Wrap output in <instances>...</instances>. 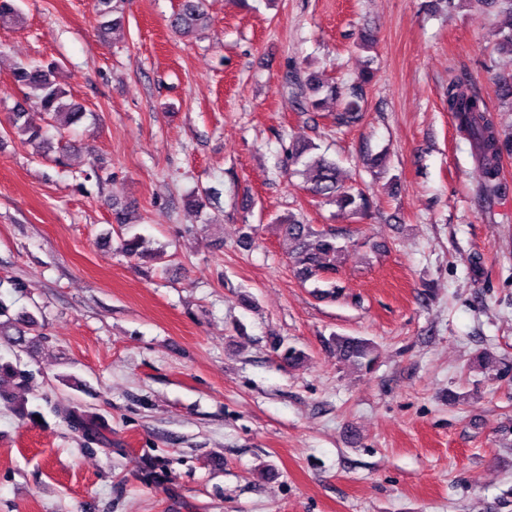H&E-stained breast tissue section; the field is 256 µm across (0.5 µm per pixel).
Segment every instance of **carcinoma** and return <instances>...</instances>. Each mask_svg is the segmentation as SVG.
Wrapping results in <instances>:
<instances>
[{
  "mask_svg": "<svg viewBox=\"0 0 512 512\" xmlns=\"http://www.w3.org/2000/svg\"><path fill=\"white\" fill-rule=\"evenodd\" d=\"M119 0H96L97 13L101 18V30L107 32L120 29L125 16L119 9ZM207 22L205 0H180L173 15L172 27L184 37L195 34ZM373 78L369 70L363 71L348 97L344 98V111L336 113V123L348 126L361 116L363 87ZM15 86L24 92L25 100L34 104L53 122L57 130L65 129L81 119L83 106L71 99V94L55 83L52 68L42 65L18 66L13 70ZM286 88L295 99L298 110L316 112L321 108V95L331 99L340 96L336 86L312 72L303 81H292ZM448 111L458 123L459 130L468 137L476 151L486 191L497 193L501 189L498 181L503 152L509 150L512 138L500 133L488 113L484 101L471 91L462 80L448 83ZM8 121L13 133L23 136L37 147L46 143V132L34 126L27 119V112L18 106L9 113ZM319 146L312 143H294L288 149L290 160L303 164L302 175L310 191L339 211L358 214L368 207L367 197L360 191L343 185L341 170L335 160L318 152ZM280 233L295 243L292 252L296 275L303 281L310 279L330 280L336 274L345 248L338 243L334 232L315 230L304 223L303 218L290 213L277 219ZM21 319L0 320V339L15 345L27 343L25 331L19 327ZM331 345L340 359L350 362L357 369L369 370L377 359L376 346L368 339L333 335ZM70 426L80 433L103 437L98 417L87 413L78 406L60 410Z\"/></svg>",
  "mask_w": 512,
  "mask_h": 512,
  "instance_id": "cac0c4a2",
  "label": "carcinoma"
}]
</instances>
